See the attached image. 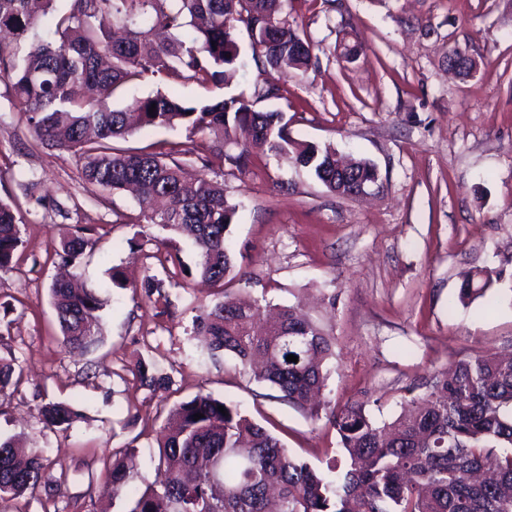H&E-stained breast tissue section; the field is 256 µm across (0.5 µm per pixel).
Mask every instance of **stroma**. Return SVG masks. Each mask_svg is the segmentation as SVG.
<instances>
[{"mask_svg":"<svg viewBox=\"0 0 512 512\" xmlns=\"http://www.w3.org/2000/svg\"><path fill=\"white\" fill-rule=\"evenodd\" d=\"M284 14L314 41L316 64L276 75L277 96L261 97L267 76L247 46L230 84L171 86L150 76L115 105L160 89L188 102L236 96L283 112L296 140L376 166L368 195L341 197L276 156L238 171L226 160L235 145L213 134L198 142L238 206L233 291L302 306L334 339L328 399L366 402L388 421L406 390L425 392L434 372L479 352H512V0H288ZM346 31L365 48L350 64L334 51ZM454 48L476 59L473 77L449 71ZM80 167L36 139L0 82V197L25 218L14 266L0 272V357H16L18 380L0 435L42 448L64 481L63 494L40 489L0 501V512H123L105 461L134 449L138 481L152 482L168 410L201 392L235 399L291 455L327 472L339 452L335 430L277 399L235 360L205 361L194 320L207 287L192 278L168 299L146 296L144 281L162 273L165 231L138 222L131 195L83 182ZM34 195L44 207H33ZM82 227L94 251L82 280L107 286L108 304L101 343L81 354L61 344L49 287L56 249ZM485 265L504 268L503 280L462 305L463 277ZM141 361L170 376V388L141 385ZM76 396L82 419L46 429L42 406Z\"/></svg>","mask_w":512,"mask_h":512,"instance_id":"1","label":"stroma"}]
</instances>
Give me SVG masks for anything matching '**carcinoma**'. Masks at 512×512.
<instances>
[{"label":"carcinoma","instance_id":"carcinoma-1","mask_svg":"<svg viewBox=\"0 0 512 512\" xmlns=\"http://www.w3.org/2000/svg\"><path fill=\"white\" fill-rule=\"evenodd\" d=\"M0 0V81L37 139L83 160V182L103 195L136 193L139 218L197 249L196 273L224 284L233 273L226 241L237 206L224 194V180L186 168L199 161L195 137L219 129L238 148L226 161L238 170L265 153L310 169L332 193L354 195L352 183L378 182L376 167L363 159L336 169V150L296 141L283 113L260 112L229 97L187 103L157 92L135 100L133 111L112 107L127 86L151 74L173 82L218 84L238 66V32L245 29L257 67L270 73L314 66V46L281 17L284 0ZM50 16L51 39H29L39 15ZM190 35H185L186 28ZM340 58L355 60L361 45L344 35ZM448 65L464 77L477 61L460 50ZM154 112H149L151 105ZM184 127L183 141H163L158 153L112 145L135 131ZM24 216L0 198V271L13 268L22 246ZM90 239L79 229L55 251L71 278L50 288L62 345L88 351L102 341L99 312L107 304L95 288H79ZM165 278H151L147 293L185 287L178 253L160 261ZM505 271L483 266L466 277L458 300L480 297L503 280ZM264 307L227 292L202 307L196 334L207 338V356L239 362L258 382L289 405L317 418L322 407L340 437L345 467L331 480L293 457L276 436L229 399L199 393L172 407L157 432L159 467L142 489L124 457L106 467L113 498L125 512H512V358L482 352L433 375L429 389L406 400V410L378 425L366 403L341 408L315 395L327 386L325 363L333 339L298 306H286L273 323H262ZM293 354L297 362H288ZM15 359L0 358V394L12 385ZM225 407L222 414L218 407ZM203 418L196 420L194 414ZM50 430H67L80 413L67 402L43 406ZM40 448L16 437L0 438V500L47 488L60 495Z\"/></svg>","mask_w":512,"mask_h":512}]
</instances>
